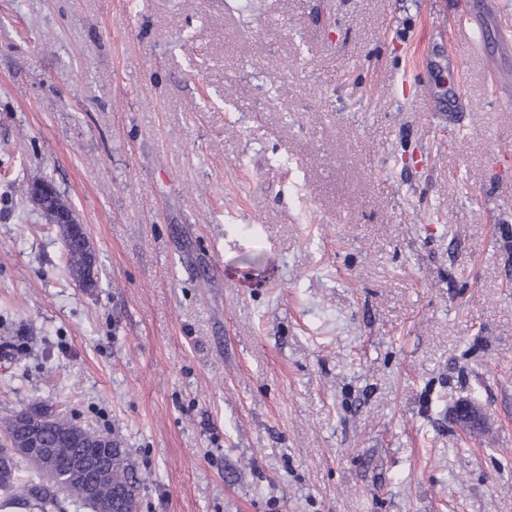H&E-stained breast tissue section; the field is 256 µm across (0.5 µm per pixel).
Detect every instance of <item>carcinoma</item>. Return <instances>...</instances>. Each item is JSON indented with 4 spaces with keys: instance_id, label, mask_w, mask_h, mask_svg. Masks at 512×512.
I'll list each match as a JSON object with an SVG mask.
<instances>
[{
    "instance_id": "1",
    "label": "carcinoma",
    "mask_w": 512,
    "mask_h": 512,
    "mask_svg": "<svg viewBox=\"0 0 512 512\" xmlns=\"http://www.w3.org/2000/svg\"><path fill=\"white\" fill-rule=\"evenodd\" d=\"M87 240L86 235L65 240L66 266L74 280L84 276L89 268ZM27 410L45 418L44 438L54 455L49 461L41 455L22 454L15 457L9 468L0 469V510L16 507L26 512H53L58 507L57 497L52 486L43 480L44 471L52 463L62 483L70 488V500L81 502L89 510L97 502L110 500L112 512H138L142 479L128 449L120 447L107 433L81 427L67 412H48L38 400L31 401ZM98 444L111 448L112 462L103 468L90 467L78 481L68 477L73 457Z\"/></svg>"
}]
</instances>
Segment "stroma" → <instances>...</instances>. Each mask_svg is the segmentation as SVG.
I'll return each instance as SVG.
<instances>
[{
	"label": "stroma",
	"instance_id": "stroma-1",
	"mask_svg": "<svg viewBox=\"0 0 512 512\" xmlns=\"http://www.w3.org/2000/svg\"><path fill=\"white\" fill-rule=\"evenodd\" d=\"M458 12L0 0V419L111 433L139 512H512V109ZM56 187L53 183L48 181H37L35 183H31L28 189V198L29 201L36 209H41L42 206H45L49 199L56 194ZM56 205L57 208L64 211L70 209L71 205L64 199V196L57 191L56 197ZM56 224H81L79 218L73 208H71L68 212L60 213L56 220ZM83 230L84 225L81 224ZM63 237V236H62ZM66 248V266L73 280L83 277L89 268L91 258L87 247L88 236L84 234L78 238H64ZM90 241V240H89Z\"/></svg>",
	"mask_w": 512,
	"mask_h": 512
}]
</instances>
